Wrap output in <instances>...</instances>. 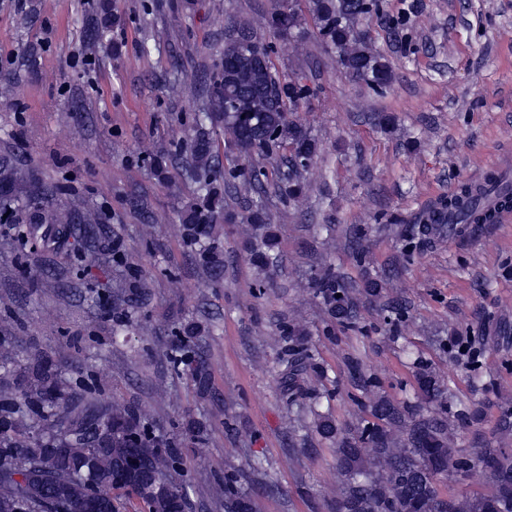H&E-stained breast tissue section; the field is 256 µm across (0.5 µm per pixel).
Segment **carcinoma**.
<instances>
[{
	"label": "carcinoma",
	"instance_id": "carcinoma-1",
	"mask_svg": "<svg viewBox=\"0 0 512 512\" xmlns=\"http://www.w3.org/2000/svg\"><path fill=\"white\" fill-rule=\"evenodd\" d=\"M315 35L325 50L339 58L343 72L361 80L376 97L387 94L392 83L388 62L372 46L365 29L373 18L394 33L409 27L405 12H386L383 0H307ZM306 19L292 6L280 4L255 28L240 24L224 34V53L236 56V65L217 71L205 94L185 122L195 130L185 164L200 183L196 202L184 225L185 243L198 248L205 269L218 263V243H202L209 225L224 210V199L248 203L246 223L256 225L251 245V263L264 270L257 280L258 291L279 267V252L267 231V196L277 193L284 204L295 202L303 182L316 164L317 140L308 128L293 119L303 104L316 94L301 77H286L273 62L258 66L250 56L275 53L272 38L289 34L302 36ZM223 123L226 165H212L216 147L206 122ZM12 159L0 157V204L23 201L31 204L47 198L43 186L30 187L25 197ZM483 191L467 183L442 200L438 211L405 228L402 252L411 261L426 239L448 236V217L457 224H482L487 215L480 206ZM80 238L87 250L99 246L102 230L83 225ZM314 288L331 318L350 330L358 326L359 293L378 298L383 288L368 280L363 289L338 275L330 266L314 277ZM142 287L141 275L131 272L116 293L114 310L131 301L129 288ZM283 342L280 361L282 380L293 402L301 389L303 375L317 368L314 354L294 325L280 330ZM14 360V345L0 339V512H79L84 501L95 497L101 512H123L136 502L144 512H172L186 508L183 488L173 475L181 470L182 458L172 446L156 447L154 425L132 407H120L96 397L88 386L82 364L71 366L70 379L58 377L57 365L34 352L26 356L30 380L25 391L12 386L7 376ZM175 372H185L203 384L208 376L207 360L200 354L191 334L176 330L170 357ZM420 389L431 401L447 400L448 390L433 375L421 372ZM313 428L336 443V471L342 478L336 512H512V483L500 474L512 470V453L506 448H475L467 456L454 457L448 448V425L426 416L417 406L398 405L378 398L370 405L372 420L357 435H342L329 415L311 409ZM403 435V441L394 432ZM64 449L69 464L49 452L46 445ZM479 464L493 486L489 496L442 498L435 487L436 474L452 469L466 472ZM245 460L237 475L224 476V512H242L246 498L239 475L255 469ZM158 479L170 486L166 499L147 500L142 484Z\"/></svg>",
	"mask_w": 512,
	"mask_h": 512
}]
</instances>
